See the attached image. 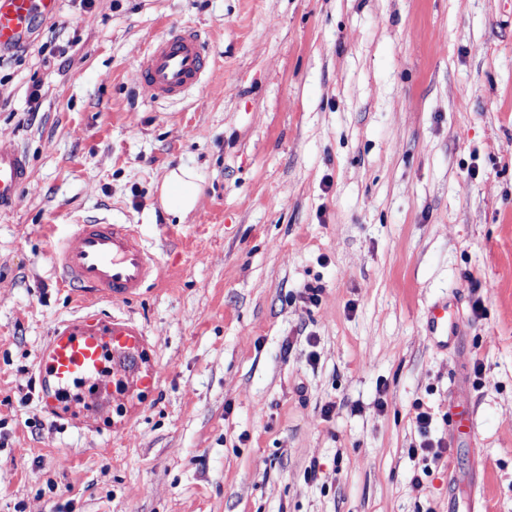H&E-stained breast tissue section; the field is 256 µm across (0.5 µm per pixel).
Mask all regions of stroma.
Instances as JSON below:
<instances>
[{"mask_svg": "<svg viewBox=\"0 0 512 512\" xmlns=\"http://www.w3.org/2000/svg\"><path fill=\"white\" fill-rule=\"evenodd\" d=\"M182 23L210 71L143 98L141 56ZM0 140L32 173L0 215V512H448L453 472L512 512V0H61L0 64ZM180 165L202 184L182 219L159 199ZM100 214L162 264L97 306L146 328L162 376L115 437L38 399L78 310L50 242ZM456 322L450 314L448 304H435L426 320L428 336H433L439 344L448 345V336H456Z\"/></svg>", "mask_w": 512, "mask_h": 512, "instance_id": "obj_1", "label": "stroma"}]
</instances>
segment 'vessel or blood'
Segmentation results:
<instances>
[{
  "mask_svg": "<svg viewBox=\"0 0 512 512\" xmlns=\"http://www.w3.org/2000/svg\"><path fill=\"white\" fill-rule=\"evenodd\" d=\"M60 0H0V50L25 43ZM150 100H176L198 87L211 67L205 42L189 25H173L153 39L139 63ZM30 184L24 151L0 142V212L10 210ZM50 257L61 286L83 302L78 317L56 324L37 355L44 411L60 421L103 426L121 407L141 408L142 393L160 383L147 363L150 339L135 322L95 311L97 302L126 303L160 276V264L132 225L95 217L54 241ZM428 335L447 344L456 325L449 308L433 305Z\"/></svg>",
  "mask_w": 512,
  "mask_h": 512,
  "instance_id": "b4317fda",
  "label": "vessel or blood"
}]
</instances>
